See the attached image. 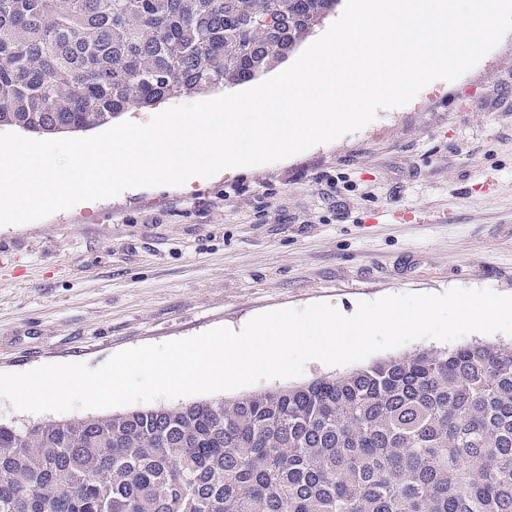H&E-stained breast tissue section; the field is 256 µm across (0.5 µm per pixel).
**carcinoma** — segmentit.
Segmentation results:
<instances>
[{"label": "carcinoma", "mask_w": 512, "mask_h": 512, "mask_svg": "<svg viewBox=\"0 0 512 512\" xmlns=\"http://www.w3.org/2000/svg\"><path fill=\"white\" fill-rule=\"evenodd\" d=\"M340 0H0V128L249 83ZM0 512H512V344L230 400L0 423Z\"/></svg>", "instance_id": "cac0c4a2"}]
</instances>
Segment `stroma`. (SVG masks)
<instances>
[{
	"label": "stroma",
	"mask_w": 512,
	"mask_h": 512,
	"mask_svg": "<svg viewBox=\"0 0 512 512\" xmlns=\"http://www.w3.org/2000/svg\"><path fill=\"white\" fill-rule=\"evenodd\" d=\"M456 287L512 296V32L332 142L0 226V373Z\"/></svg>",
	"instance_id": "stroma-1"
}]
</instances>
